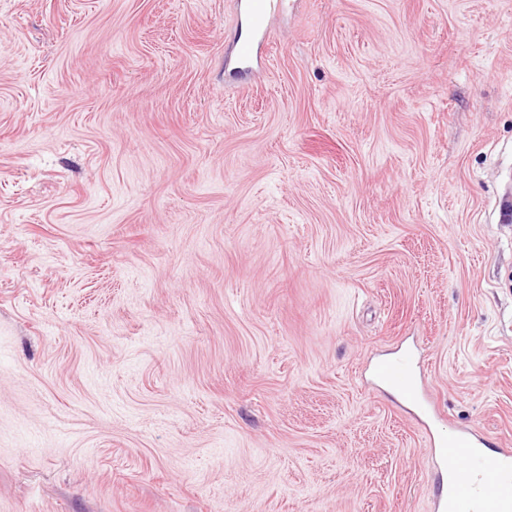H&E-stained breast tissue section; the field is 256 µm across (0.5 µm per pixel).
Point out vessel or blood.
<instances>
[{
    "mask_svg": "<svg viewBox=\"0 0 512 512\" xmlns=\"http://www.w3.org/2000/svg\"><path fill=\"white\" fill-rule=\"evenodd\" d=\"M272 6V0H244L242 4L248 28L233 35L239 77H249L253 72ZM378 374L406 401L414 405L422 402L410 355L383 363ZM437 448L447 485L433 498L434 512H512V448L487 454L465 431L439 441Z\"/></svg>",
    "mask_w": 512,
    "mask_h": 512,
    "instance_id": "1",
    "label": "vessel or blood"
}]
</instances>
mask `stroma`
I'll return each instance as SVG.
<instances>
[{"label": "stroma", "mask_w": 512, "mask_h": 512, "mask_svg": "<svg viewBox=\"0 0 512 512\" xmlns=\"http://www.w3.org/2000/svg\"><path fill=\"white\" fill-rule=\"evenodd\" d=\"M0 0V512H432L512 448V0ZM431 413L383 385L404 350ZM283 4L284 1L271 0L240 2L248 20V28L246 31L236 30L233 35L235 57L239 65L236 69L239 77H249L253 72L255 63H258L259 40L264 39L266 35L268 10ZM478 444L472 434L460 431L435 445L447 485L434 495V512L512 511V448H501L490 455ZM460 468H468L472 479L463 480ZM487 474L497 478L496 485H484Z\"/></svg>", "instance_id": "1"}]
</instances>
